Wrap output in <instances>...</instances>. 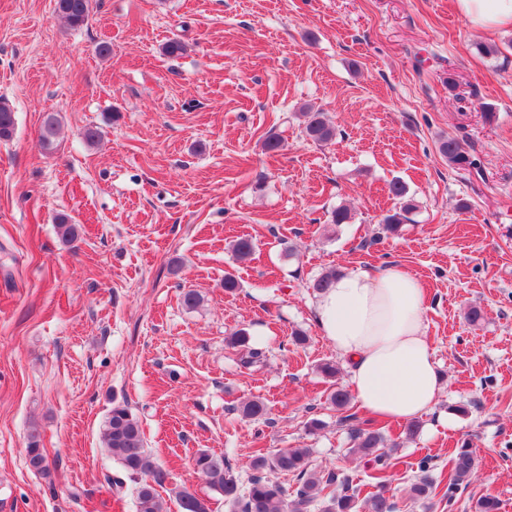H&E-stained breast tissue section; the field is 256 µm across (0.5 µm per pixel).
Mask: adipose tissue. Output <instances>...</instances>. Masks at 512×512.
<instances>
[{
  "instance_id": "1",
  "label": "adipose tissue",
  "mask_w": 512,
  "mask_h": 512,
  "mask_svg": "<svg viewBox=\"0 0 512 512\" xmlns=\"http://www.w3.org/2000/svg\"><path fill=\"white\" fill-rule=\"evenodd\" d=\"M478 27L512 25V0H455ZM317 317L323 336L345 358L359 407L405 421L433 408L442 377L427 340L423 290L403 269L374 275L351 270L321 294Z\"/></svg>"
}]
</instances>
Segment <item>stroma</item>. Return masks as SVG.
Here are the masks:
<instances>
[{"label":"stroma","mask_w":512,"mask_h":512,"mask_svg":"<svg viewBox=\"0 0 512 512\" xmlns=\"http://www.w3.org/2000/svg\"><path fill=\"white\" fill-rule=\"evenodd\" d=\"M55 6L0 0V99L15 115L0 140V512H137L133 481L108 483L120 468L101 432L116 403L167 475V512L181 490L225 512L194 465L202 451L244 477L257 449L306 447L316 469L363 479L327 400L320 364L344 384L349 371L312 284L333 267L393 266L424 289L443 390L415 439L377 419L396 445L387 493L397 512H475L486 494L512 512V26L475 29L455 0H93L78 29ZM171 40L186 52L164 55ZM47 112L61 121L50 151ZM309 112L331 142L306 137ZM89 126L97 143L80 136ZM450 135L481 175L449 168ZM270 138L283 150L267 152ZM395 179L415 208L391 234ZM242 235L246 261L231 250ZM186 289L198 308L182 305ZM473 305L486 312L476 326ZM240 329L266 355L259 370L225 343ZM257 398L269 421L239 413ZM313 418L324 427L311 434ZM32 439L48 473L27 466ZM465 440L478 468L455 507L412 499L421 458L447 480Z\"/></svg>","instance_id":"obj_1"}]
</instances>
